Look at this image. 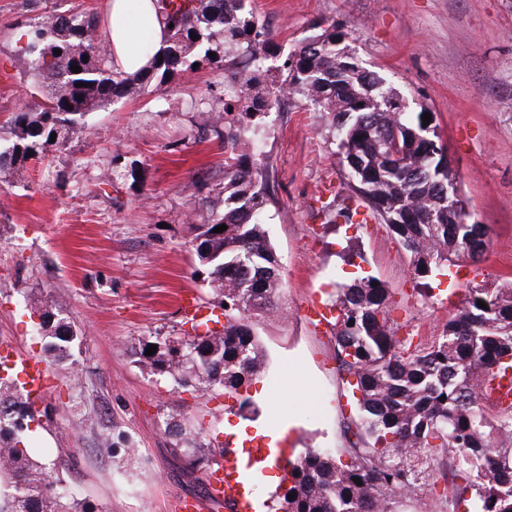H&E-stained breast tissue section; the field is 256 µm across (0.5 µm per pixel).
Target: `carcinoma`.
<instances>
[{
  "label": "carcinoma",
  "instance_id": "cac0c4a2",
  "mask_svg": "<svg viewBox=\"0 0 512 512\" xmlns=\"http://www.w3.org/2000/svg\"><path fill=\"white\" fill-rule=\"evenodd\" d=\"M173 25L167 46L151 69L128 75L112 69L99 51L106 28L96 13L57 12L27 30L33 93H45L33 111L20 109L8 122L11 143L0 147V167L24 164L64 146L83 117L118 99L152 95L185 65L224 74V93L207 87L192 108L209 114L198 137L224 145V209L205 220L210 263L208 284L219 298L224 326L205 334L155 336L142 344L135 363L181 388L205 393L237 391L261 372L264 354L248 322L267 310L282 284L267 230L274 202L269 169L257 164L251 144L279 97H298L314 112L333 116L337 149L349 166L351 187L383 221L408 215L390 228L410 253L414 274L430 278L465 254L481 261L489 228L448 223V204L438 185L448 169L431 142L415 141L422 114L400 110L383 78L337 53L336 31L302 40L270 78L265 62L272 37L250 0H155ZM199 36L198 40L190 34ZM61 54H54V50ZM215 53L211 58L209 53ZM88 61H83V56ZM81 67L75 73L71 65ZM56 140L49 141L51 134ZM398 137L401 157L387 161L381 140ZM226 225L227 230L213 232ZM377 279L363 276L336 300V361L356 400V440L346 448H308L283 478L273 502L277 512H404L416 495L417 466L443 454L452 477L450 512H512V404L487 410V380L512 378V288L466 289L436 336L404 348L389 323L390 296ZM487 305L483 309L477 301ZM44 357L67 366L71 389H81L73 350L79 337L51 300L36 310ZM157 351L145 355L150 345ZM0 376V512H100L63 477L51 479V463L30 443L37 421L34 400L18 373ZM445 400H440V397ZM175 446L192 462L224 468V449L196 441L187 418L171 417ZM124 467L145 469L125 437L106 448ZM359 478L356 484L353 478ZM296 493L295 499L288 494Z\"/></svg>",
  "mask_w": 512,
  "mask_h": 512
}]
</instances>
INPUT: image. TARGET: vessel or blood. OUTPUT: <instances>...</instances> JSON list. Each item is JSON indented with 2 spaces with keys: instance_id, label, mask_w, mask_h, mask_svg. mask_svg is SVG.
<instances>
[{
  "instance_id": "1",
  "label": "vessel or blood",
  "mask_w": 512,
  "mask_h": 512,
  "mask_svg": "<svg viewBox=\"0 0 512 512\" xmlns=\"http://www.w3.org/2000/svg\"><path fill=\"white\" fill-rule=\"evenodd\" d=\"M12 362L17 366L26 390L36 397L42 395L47 380L45 363L34 357L18 355ZM283 453L281 442L273 441L267 435L263 436L260 447L249 449L247 459H240L235 449H225L224 470L215 473L208 483L209 498L224 501L228 512H256L252 475L263 461Z\"/></svg>"
}]
</instances>
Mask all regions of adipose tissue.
I'll use <instances>...</instances> for the list:
<instances>
[{"mask_svg": "<svg viewBox=\"0 0 512 512\" xmlns=\"http://www.w3.org/2000/svg\"><path fill=\"white\" fill-rule=\"evenodd\" d=\"M106 55L115 68L131 74L148 68L152 49L165 46L167 30L154 0H109Z\"/></svg>", "mask_w": 512, "mask_h": 512, "instance_id": "obj_1", "label": "adipose tissue"}]
</instances>
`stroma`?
Masks as SVG:
<instances>
[{
    "label": "stroma",
    "instance_id": "stroma-1",
    "mask_svg": "<svg viewBox=\"0 0 512 512\" xmlns=\"http://www.w3.org/2000/svg\"><path fill=\"white\" fill-rule=\"evenodd\" d=\"M277 45V68L304 38L336 28L355 60L377 72L408 111L431 116L458 175L472 219L492 229L482 262L460 261L422 282L384 221L349 188L328 118L300 100L265 119L256 160L268 166L276 202L270 242L283 284L274 311L251 326L266 369L246 389L202 393L141 371L134 352L154 336H178L182 295L209 307L198 275L196 227L222 210L224 148L192 130L208 115L186 106L220 73L185 68L160 99L123 100L89 114L42 163L0 169V351L41 357L31 316L51 297L81 339L82 375L71 392L64 370L48 367L44 422L48 455L101 512H173L177 499L204 500L206 475L174 452L165 430L181 414L199 438L291 427L292 446L343 448L355 417L337 374L336 331L315 328L308 303L332 307L336 288L362 275L391 295L399 336L425 341L448 319L465 288L512 284V0H252ZM105 0H0V127L28 93L26 31L51 14L103 11ZM260 412L242 420L239 404ZM124 434L146 476L118 469L104 450Z\"/></svg>",
    "mask_w": 512,
    "mask_h": 512
}]
</instances>
